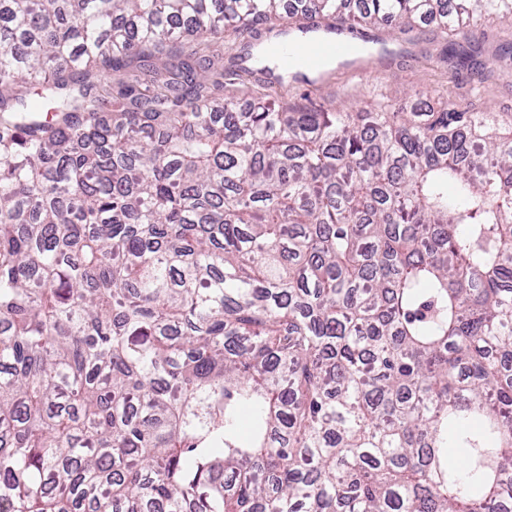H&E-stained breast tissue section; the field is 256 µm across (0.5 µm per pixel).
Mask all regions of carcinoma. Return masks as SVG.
Segmentation results:
<instances>
[{
  "mask_svg": "<svg viewBox=\"0 0 512 512\" xmlns=\"http://www.w3.org/2000/svg\"><path fill=\"white\" fill-rule=\"evenodd\" d=\"M300 13L512 0H0V512H512V115L211 96ZM249 40V35H237L229 32L224 35V42L212 43L210 49L203 54L209 55L214 60V68L219 72L221 62L218 61L220 57L223 55L224 69L230 67V56L240 53Z\"/></svg>",
  "mask_w": 512,
  "mask_h": 512,
  "instance_id": "1",
  "label": "carcinoma"
}]
</instances>
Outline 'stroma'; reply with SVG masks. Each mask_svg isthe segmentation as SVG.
Wrapping results in <instances>:
<instances>
[{
	"instance_id": "1",
	"label": "stroma",
	"mask_w": 512,
	"mask_h": 512,
	"mask_svg": "<svg viewBox=\"0 0 512 512\" xmlns=\"http://www.w3.org/2000/svg\"><path fill=\"white\" fill-rule=\"evenodd\" d=\"M369 36L360 54L319 77L277 81L240 69L225 77L222 94L243 103L266 94L291 105L348 111L419 100L434 108L512 113L511 24L483 19L455 35L379 27ZM464 53L469 62L461 61Z\"/></svg>"
}]
</instances>
